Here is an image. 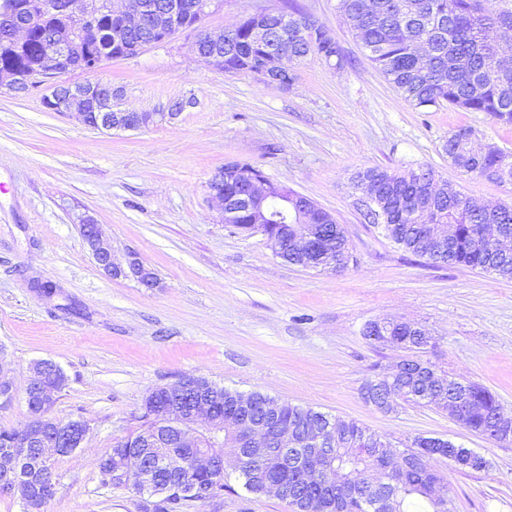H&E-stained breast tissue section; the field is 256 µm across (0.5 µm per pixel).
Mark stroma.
I'll list each match as a JSON object with an SVG mask.
<instances>
[{
  "mask_svg": "<svg viewBox=\"0 0 512 512\" xmlns=\"http://www.w3.org/2000/svg\"><path fill=\"white\" fill-rule=\"evenodd\" d=\"M297 2L350 65L309 58L283 89L217 71L184 33L94 74H67L111 83L118 109L184 103L175 120L138 131H97L45 109L44 88L0 87V366L14 388L0 403V430L25 422L30 368L43 359L68 376L55 414L88 426L82 448L55 458L59 484L45 512H139L132 491L101 486L99 461L137 431L149 391L185 376L355 421L400 448L423 435L474 449L488 469L440 466L456 512H512V442L472 433L432 407L385 412L360 394L403 355L366 339L364 328L397 319L433 337L427 360L489 389L512 418V280L429 266L368 223L351 187L359 170L423 165L436 184L476 202L512 200V184L464 174L444 151L462 127L473 129L474 147L512 150V126L483 112L414 109L365 57L340 0ZM230 162L331 213L350 241L347 269L287 264L263 236L224 224L207 182ZM86 215L114 246L134 249L158 287L100 271L80 233ZM187 512L290 510L275 495L241 491Z\"/></svg>",
  "mask_w": 512,
  "mask_h": 512,
  "instance_id": "35a3bbf8",
  "label": "stroma"
}]
</instances>
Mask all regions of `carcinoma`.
Masks as SVG:
<instances>
[{
    "label": "carcinoma",
    "mask_w": 512,
    "mask_h": 512,
    "mask_svg": "<svg viewBox=\"0 0 512 512\" xmlns=\"http://www.w3.org/2000/svg\"><path fill=\"white\" fill-rule=\"evenodd\" d=\"M343 15L351 26V33L365 56L392 85L399 95L413 108L426 111L448 105L468 112H484L494 120L512 124V78L499 76L500 54L498 33L503 27L512 28V0H496L497 9H485L484 0H341ZM251 21L238 29L234 49L224 48V71L227 73L251 68V63L264 57L267 45L255 41L251 35ZM106 31L100 41H84L86 50L69 57V70H85L91 57L115 50L133 57V47L152 39L151 30L144 28L131 35L123 45L112 47V35L107 30L112 22L101 17L97 22ZM72 23L49 15L43 25L30 31L28 40L20 47L0 38V66L11 65L23 71L40 60L44 42L49 38L59 41L72 39ZM294 49L300 59L317 56L326 62H335L341 68L348 63L338 42L317 38L307 40L299 32H292ZM419 41L435 45L433 55L424 60L415 53ZM461 128L448 137L446 153L451 164L466 174L477 175L491 182H503L505 172L512 173V151L500 147L486 148L470 154L464 149ZM435 171L429 167L389 171L374 167L358 171L353 176L354 186L360 190L368 184L377 185V198L371 210L364 213L371 224L382 226L384 235L404 250L424 258L433 266H464L473 270L493 273L503 279H512V253L498 249L490 239L480 235L481 224H497L499 230L512 235V204H500L490 217L477 210V205L452 185H447L440 198L434 201V216L438 223L448 225V239L439 244L424 233L422 205L429 194V184ZM316 227L318 249L298 253L291 237L299 233L296 225L267 224L270 235L288 236V253L284 261L304 269L325 271L323 254L332 252L336 257V271L347 268L351 254L348 238L342 225L333 222L327 211L319 215ZM394 344L406 352L400 366L427 367L430 362L422 359L424 346L403 328L395 331ZM42 381L62 390L67 376L60 365L50 360L35 363ZM187 380L206 389L211 396L215 415L227 418L243 416L252 424L263 422V409L271 396L260 391L248 393L252 404L240 406L243 393L212 382L204 377H187ZM468 391L465 404L451 418L466 429L499 441L512 440V425L499 434L497 417L500 402L496 395L482 385L463 382L445 372L434 378L408 375L402 378L401 390L392 392L384 388L383 378L367 381L362 387L364 399L378 397L384 401L403 398L417 406H436L450 410L448 400L461 389ZM156 401L165 407H187L195 397L194 390H172L169 387L150 391ZM49 428L63 427L67 421L53 414L56 399L46 402L34 397L29 400ZM278 421L291 432L303 433L332 419L331 416L293 405L287 401H274ZM143 428L116 441L99 462L102 483L124 486L137 492L139 476L132 474L124 481L118 479L112 461L124 454H150L154 457L166 452L163 446L146 448V439L155 429L151 414L143 412ZM336 454L327 463L336 478L328 480L326 474L315 469L303 483L295 484L284 470L273 472L262 467L244 466L237 476L224 474L219 479L209 469L199 467L190 459L177 475L161 472L154 482V492L141 496L140 512H184L192 502V489H211L212 499L224 493H236L235 486L259 496L267 493L266 486L274 477L288 484V496L283 498L293 512H383L382 503L394 491L397 499L391 504L392 512H448L452 497L437 501L430 495L429 483L437 479L436 464L439 456H427L422 462L401 461L399 457L414 448H447V461H470L471 470L481 471L489 466L488 460L472 448H465L438 437L418 436L411 444L399 449L381 436L358 425L352 420L335 418ZM366 438H376L392 452L386 480L377 484L368 479L375 469V449L362 443ZM39 449L12 461L0 455V468L7 467L32 486L30 501L24 503V512H44L56 489H48L44 480L35 473Z\"/></svg>",
    "instance_id": "carcinoma-1"
}]
</instances>
